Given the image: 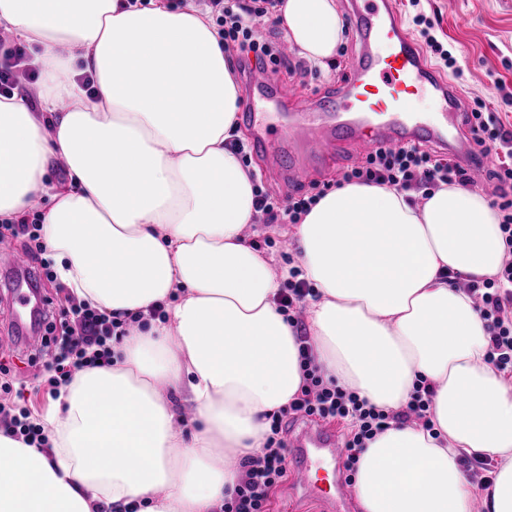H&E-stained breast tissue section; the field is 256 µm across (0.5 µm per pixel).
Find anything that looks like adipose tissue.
I'll return each instance as SVG.
<instances>
[{
    "label": "adipose tissue",
    "instance_id": "obj_1",
    "mask_svg": "<svg viewBox=\"0 0 512 512\" xmlns=\"http://www.w3.org/2000/svg\"><path fill=\"white\" fill-rule=\"evenodd\" d=\"M276 17L320 67L344 37L336 0H283ZM0 27L29 45L47 109L0 97V223L40 209L56 278L123 330L112 366L60 390L52 447L0 433V512H219L302 372L283 278L246 240L253 177L230 147L241 89L212 14L193 0H0ZM60 158L71 186L47 179ZM500 221L460 186L416 206L349 183L295 227L323 377L386 411L434 387L432 430L394 422L359 454L362 512H512V375L487 362L485 322L448 282L498 273ZM472 455L496 464L481 490L462 468Z\"/></svg>",
    "mask_w": 512,
    "mask_h": 512
}]
</instances>
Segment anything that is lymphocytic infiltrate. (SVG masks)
I'll list each match as a JSON object with an SVG mask.
<instances>
[{
	"mask_svg": "<svg viewBox=\"0 0 512 512\" xmlns=\"http://www.w3.org/2000/svg\"><path fill=\"white\" fill-rule=\"evenodd\" d=\"M215 14L224 28L225 43L240 51L254 54L257 61L273 66L287 65L288 60L278 43L260 41L257 38V21L270 15V6L278 0H202ZM343 182L387 185L414 193L416 198L428 199L444 185L469 186L473 179L468 170L453 161H442L421 147L411 145L397 149L378 148L370 153L365 163L347 169ZM316 196L289 197L286 206H278L269 194H257L255 209L263 223H298ZM471 296L475 308L486 323L489 333L487 360L497 369L512 366V258L507 259L497 275L482 281H468L463 285ZM73 323L60 342V353L54 362L48 363L49 381L55 385L68 384L74 375L88 366L109 363L111 350L106 341L117 323L109 316L75 304ZM300 353L304 361V383L292 399L288 411L304 417L336 419L347 416L359 422V429L345 442L347 466H354L357 453L366 440L385 430L390 421H415L430 427L428 410L433 395L431 385H423L404 410L390 415L384 410L369 406L353 393L335 383H326L318 376L312 347L308 337H300ZM282 417H274L271 435L263 454L240 464L242 480L230 501L225 502L223 512H264L273 486L288 472V450L281 439Z\"/></svg>",
	"mask_w": 512,
	"mask_h": 512,
	"instance_id": "1",
	"label": "lymphocytic infiltrate"
}]
</instances>
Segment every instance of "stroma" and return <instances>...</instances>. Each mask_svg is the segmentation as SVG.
<instances>
[{"mask_svg":"<svg viewBox=\"0 0 512 512\" xmlns=\"http://www.w3.org/2000/svg\"><path fill=\"white\" fill-rule=\"evenodd\" d=\"M392 2L411 36L419 34L413 22L416 14L433 21L436 39L448 46L456 59L455 67L446 69L445 74L460 89L464 111H471L474 101L482 100L487 111L496 113L504 128L512 130V0H419L415 5L410 0ZM355 51L354 42L347 36L327 68L312 67L303 75L279 70L277 80L283 99L265 103L269 126L279 128L286 113L307 111L316 99L335 92ZM365 158L359 148L348 147L344 160L308 174L302 183L303 194L331 191L344 170L363 163ZM294 233L295 227L289 223L272 227L256 223L250 225L247 241L279 270L298 262ZM40 289L49 302L47 347L32 358L0 350V364L8 368L7 373H0V405L13 415L26 413L34 420L45 419L57 407V394L43 386V365L56 353L53 340L62 332V310L68 305L58 280L42 278Z\"/></svg>","mask_w":512,"mask_h":512,"instance_id":"35a3bbf8","label":"stroma"}]
</instances>
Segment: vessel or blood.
<instances>
[{
    "label": "vessel or blood",
    "mask_w": 512,
    "mask_h": 512,
    "mask_svg": "<svg viewBox=\"0 0 512 512\" xmlns=\"http://www.w3.org/2000/svg\"><path fill=\"white\" fill-rule=\"evenodd\" d=\"M348 23L358 51L347 78L337 85L334 99L314 104L307 112L290 113L281 139H271L256 114L260 100L273 91V73L249 69L243 75L247 118L255 127L254 146L269 154L273 180L299 182L310 168L324 164L333 148L350 144L366 148L432 144L452 150L472 176H484L492 165L490 154L472 137L454 142L446 137L462 108L456 88L428 63L422 47L405 32L390 0L352 5ZM424 94L439 97L442 120L415 112L414 101ZM6 263L16 273L14 292L24 295L29 287L27 258L14 252ZM342 455L336 430L318 424L302 428L289 450L294 494L316 501L324 512H334V500L318 486L317 473L336 469Z\"/></svg>",
    "instance_id": "vessel-or-blood-1"
}]
</instances>
